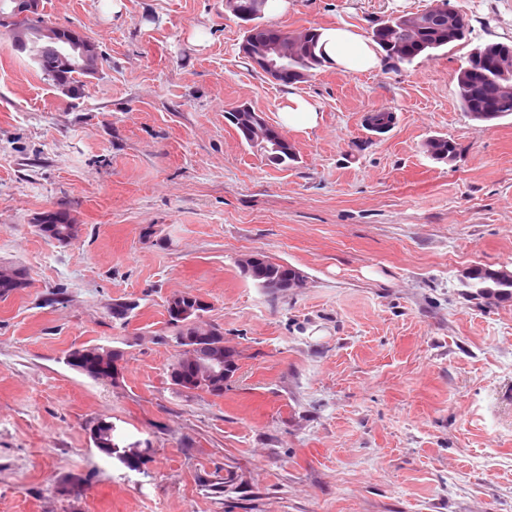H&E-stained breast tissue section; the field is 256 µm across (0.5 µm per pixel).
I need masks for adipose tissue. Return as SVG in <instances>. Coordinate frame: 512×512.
Segmentation results:
<instances>
[{"mask_svg": "<svg viewBox=\"0 0 512 512\" xmlns=\"http://www.w3.org/2000/svg\"><path fill=\"white\" fill-rule=\"evenodd\" d=\"M319 46L330 67L340 72L368 71L379 67V48L368 42L354 27L339 24L319 30Z\"/></svg>", "mask_w": 512, "mask_h": 512, "instance_id": "adipose-tissue-1", "label": "adipose tissue"}]
</instances>
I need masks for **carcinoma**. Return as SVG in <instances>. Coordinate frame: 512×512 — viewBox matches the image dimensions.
<instances>
[{
    "label": "carcinoma",
    "mask_w": 512,
    "mask_h": 512,
    "mask_svg": "<svg viewBox=\"0 0 512 512\" xmlns=\"http://www.w3.org/2000/svg\"><path fill=\"white\" fill-rule=\"evenodd\" d=\"M468 22L460 14L448 13V0H433V5L407 21L392 18L374 23L371 39L376 41L384 52L385 60L391 66L410 64L421 55H432L463 40L468 32ZM288 37V50L293 57L294 67L299 70V81L303 82L326 65L325 56L318 47V33L308 28L303 32H285L270 27L255 19V24L247 29L244 39L253 45H274ZM42 76L60 87L71 88L75 83L76 71L62 73L57 70L52 56L43 55ZM456 95L459 106L471 119L492 123L512 117V93L506 88L512 86V44L502 42L486 43L475 47L469 54L467 65L456 73ZM256 112L248 106H241L228 113V119L249 144L259 146L267 153L268 160L275 165H288L295 161L296 153L277 131L255 118ZM424 148L428 155L438 162H451L456 156V146L446 137L433 136L426 140ZM46 225V236L57 242L62 239L57 233L71 223L69 210L60 208L49 211L41 219ZM240 272L252 279L258 286L272 294L286 292L292 284L305 278L303 273L288 264L275 259L238 263ZM466 287L476 294L494 301L512 299V277L503 268L476 266ZM209 306L191 294H180L167 302L165 331L160 334L164 341L178 342V337L196 334V322ZM195 360L181 361L172 365L170 381L177 378L189 379L199 372V363L209 362L206 349L194 350ZM95 429L104 432L103 450L118 456L122 463H130L142 458L143 450L138 443L123 444V438L116 433L112 423L97 421Z\"/></svg>",
    "instance_id": "obj_1"
}]
</instances>
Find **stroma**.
Masks as SVG:
<instances>
[{
    "instance_id": "35a3bbf8",
    "label": "stroma",
    "mask_w": 512,
    "mask_h": 512,
    "mask_svg": "<svg viewBox=\"0 0 512 512\" xmlns=\"http://www.w3.org/2000/svg\"><path fill=\"white\" fill-rule=\"evenodd\" d=\"M431 3L288 0L264 21L366 35ZM449 3L465 40L291 87L242 57L224 0H41L100 55L72 94L0 35V266L27 273L0 296V512H512V301L464 280L512 265V118L473 121L454 94L475 47L512 42V0ZM290 90L319 120L285 130L297 159L277 166L227 114L280 127ZM433 135L454 161L427 155ZM63 206L66 244L35 229ZM255 252L305 287L245 278ZM182 293L238 356L223 396L170 382ZM93 344L125 351L117 383L68 365ZM101 419L148 446L138 468L94 446ZM426 153L438 162H451L456 156V146L446 137L432 136L424 143ZM208 309L205 302L191 294L173 296L167 302L166 327L160 338L178 345V336L196 335L199 331L196 322L201 318V313H206Z\"/></svg>"
}]
</instances>
